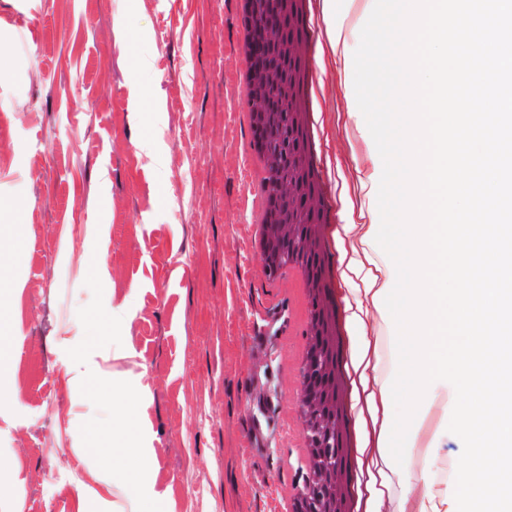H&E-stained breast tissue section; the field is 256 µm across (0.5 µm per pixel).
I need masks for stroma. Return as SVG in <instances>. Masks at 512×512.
Listing matches in <instances>:
<instances>
[{"label":"stroma","mask_w":512,"mask_h":512,"mask_svg":"<svg viewBox=\"0 0 512 512\" xmlns=\"http://www.w3.org/2000/svg\"><path fill=\"white\" fill-rule=\"evenodd\" d=\"M330 2L347 66L323 76L322 160L332 187L365 180L351 197L376 226L383 164L351 64L375 0ZM238 36L235 0H0V225L19 227L0 242L15 390L0 404L14 486L0 512H77L91 429L149 449L153 512H278L291 493L302 330L250 246ZM77 351L138 393L133 421L113 419L98 384L70 389ZM454 401L450 385L424 397L412 425L435 453L408 435L412 483L392 499L434 505L428 471L462 452Z\"/></svg>","instance_id":"stroma-1"}]
</instances>
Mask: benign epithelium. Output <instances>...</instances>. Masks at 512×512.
I'll return each instance as SVG.
<instances>
[{
	"label": "benign epithelium",
	"mask_w": 512,
	"mask_h": 512,
	"mask_svg": "<svg viewBox=\"0 0 512 512\" xmlns=\"http://www.w3.org/2000/svg\"><path fill=\"white\" fill-rule=\"evenodd\" d=\"M260 47L258 60L253 64L252 76L259 93L250 100L253 111L265 127L284 129L288 118V101L281 98L272 100L263 94V90L282 83L283 71L278 63L282 57L300 55L303 43L288 38L283 24L276 20L266 21L257 31ZM267 148L272 155L273 166L281 168L288 162V146L280 139L271 138ZM276 213L268 224L270 244L273 246L272 258L262 257L261 264L265 274H270L271 260H282L294 251H304L311 247L316 225L310 224L304 230L291 223L290 211L302 205L310 210L318 207L314 198L302 199L297 187L285 180L277 179L271 187ZM314 345L310 373L306 377L307 395L302 410L308 421V439L311 444L309 473L314 480L315 491L305 504L306 512H336L338 491L341 480L342 464L331 451V440L336 436V419L330 412V398L326 385L333 371L322 358V339L319 328H314Z\"/></svg>",
	"instance_id": "1"
}]
</instances>
